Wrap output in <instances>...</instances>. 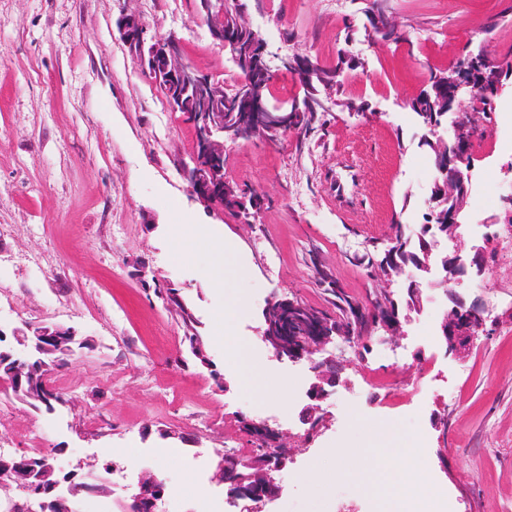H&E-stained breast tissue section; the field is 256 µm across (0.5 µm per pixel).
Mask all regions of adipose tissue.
<instances>
[{"mask_svg": "<svg viewBox=\"0 0 512 512\" xmlns=\"http://www.w3.org/2000/svg\"><path fill=\"white\" fill-rule=\"evenodd\" d=\"M185 233L210 245L213 259L211 284L219 290L226 288L229 275L236 271L231 263L232 243L212 239L210 230L202 224L188 225ZM368 467L387 489V504L381 512H427L423 507L415 511L409 508L410 502L417 499L416 492L421 482L420 469L412 454L382 453L371 457Z\"/></svg>", "mask_w": 512, "mask_h": 512, "instance_id": "1", "label": "adipose tissue"}]
</instances>
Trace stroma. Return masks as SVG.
Instances as JSON below:
<instances>
[{
    "label": "stroma",
    "instance_id": "stroma-1",
    "mask_svg": "<svg viewBox=\"0 0 512 512\" xmlns=\"http://www.w3.org/2000/svg\"><path fill=\"white\" fill-rule=\"evenodd\" d=\"M198 5L0 0V327L61 324L91 341L55 370L52 385L65 398L55 412L17 401L0 383V452L52 448L65 472L91 464L104 490L83 496L79 512H123L130 484L145 472L165 481V512H224L216 463L225 452H250L239 429L246 416L288 434L281 493L265 512H380L386 488L366 470L338 474L320 490L301 476L314 463L335 472L339 448L410 444L427 503L512 512V264L495 251L486 255L495 281L469 278L459 289L466 301L484 302V334L449 349L440 327L451 303L433 287L403 336L374 340L365 359L344 341L330 344L326 353L343 372L314 431L299 419L314 380L308 363L276 359L259 335L274 293L333 311L311 254L351 297L373 295L356 254L369 241L385 244L395 223L416 237L430 210L434 155L408 102L467 52L512 54V0H388L406 39L380 45L365 36L363 0H248L247 20L272 52L331 65L344 47L360 63L343 104L331 105L304 142L225 145L227 178L270 197L251 224L192 199L182 168L193 128L145 77L117 26L122 14H139L150 34L176 36L197 70L230 79L235 67ZM470 106L480 131L473 173L494 175L493 193L510 195L502 167L512 153L488 135L496 115L479 100ZM503 212L468 195L465 239L497 234ZM184 224L209 225L234 242L243 273L224 291L212 288L209 253L181 233ZM168 286L198 319L213 368L188 361L180 318L156 294ZM234 297L244 312L227 324L220 314ZM422 325L431 347L416 336ZM242 344L283 397L263 399L227 361L226 351ZM385 424L398 433L383 441Z\"/></svg>",
    "mask_w": 512,
    "mask_h": 512
}]
</instances>
